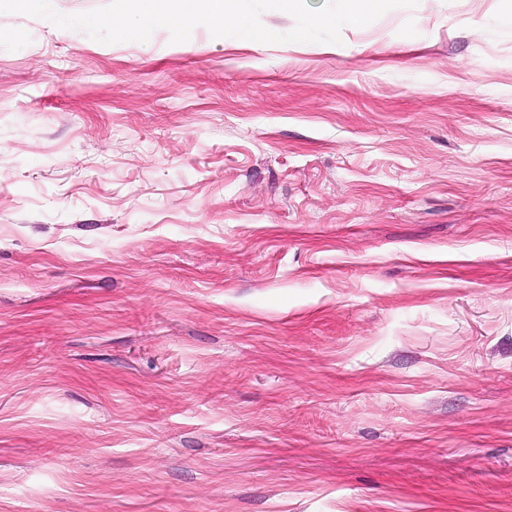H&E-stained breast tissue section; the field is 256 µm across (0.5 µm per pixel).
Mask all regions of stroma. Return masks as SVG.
<instances>
[{"instance_id": "35a3bbf8", "label": "stroma", "mask_w": 512, "mask_h": 512, "mask_svg": "<svg viewBox=\"0 0 512 512\" xmlns=\"http://www.w3.org/2000/svg\"><path fill=\"white\" fill-rule=\"evenodd\" d=\"M0 0V512H512V22ZM53 1L55 0H11L16 8L20 10L39 9L45 14L48 22L62 26L64 19ZM103 14L87 19L90 25H105L113 31L134 36L148 31L160 22L171 27L190 29L202 16L224 27L243 43H259L268 37L263 25L247 24L237 16L239 0H110Z\"/></svg>"}]
</instances>
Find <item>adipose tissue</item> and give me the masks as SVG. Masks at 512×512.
<instances>
[{
	"label": "adipose tissue",
	"instance_id": "obj_1",
	"mask_svg": "<svg viewBox=\"0 0 512 512\" xmlns=\"http://www.w3.org/2000/svg\"><path fill=\"white\" fill-rule=\"evenodd\" d=\"M280 12H302L311 27L332 25L357 28L382 8L383 0H336L334 12L321 10L316 0H270ZM239 0H111L109 9L89 17L92 25H105L113 31L134 36L158 23L182 29L196 26L201 17L223 27L243 43H259L268 37L265 26L247 24L237 16Z\"/></svg>",
	"mask_w": 512,
	"mask_h": 512
}]
</instances>
